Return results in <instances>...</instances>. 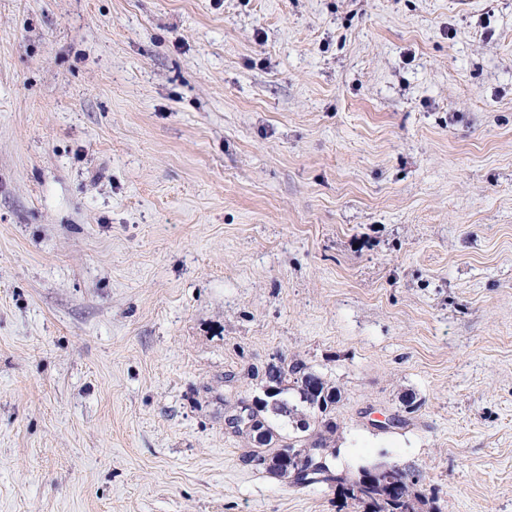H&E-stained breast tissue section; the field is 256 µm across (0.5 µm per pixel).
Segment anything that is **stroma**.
I'll return each instance as SVG.
<instances>
[{
	"instance_id": "obj_1",
	"label": "stroma",
	"mask_w": 512,
	"mask_h": 512,
	"mask_svg": "<svg viewBox=\"0 0 512 512\" xmlns=\"http://www.w3.org/2000/svg\"><path fill=\"white\" fill-rule=\"evenodd\" d=\"M295 359L512 512V0H0V512H355L224 428Z\"/></svg>"
}]
</instances>
